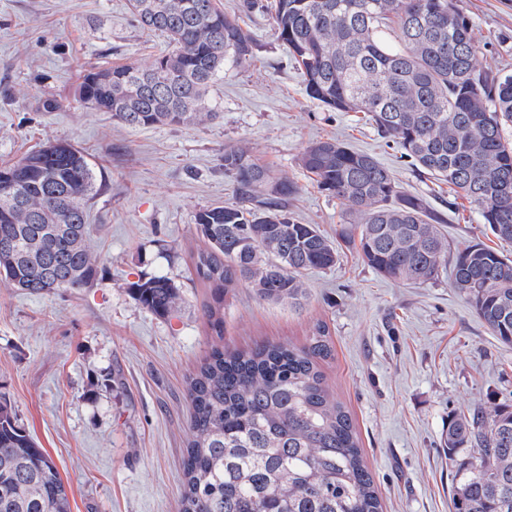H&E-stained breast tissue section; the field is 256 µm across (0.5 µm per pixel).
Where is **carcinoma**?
<instances>
[{"label": "carcinoma", "instance_id": "cac0c4a2", "mask_svg": "<svg viewBox=\"0 0 512 512\" xmlns=\"http://www.w3.org/2000/svg\"><path fill=\"white\" fill-rule=\"evenodd\" d=\"M142 27L168 37L152 64L82 72L78 100L128 127L199 126L217 117L207 91L247 62L253 38L216 0H130ZM273 36L301 69L307 96L332 112H365L421 173L481 207L512 242V74L478 63L468 17L452 0H273ZM393 28L396 45L385 41ZM299 166L359 225L364 264L394 280L425 282L448 258L440 218L401 190L374 156L336 139L310 144ZM240 202L200 209L206 248L193 258L210 289L203 314L224 335V295L245 282L261 300L297 303L304 276L331 268L339 245L286 210L296 186L242 148L224 150ZM88 155L47 142L0 166V280L30 294L92 287L88 203L98 193ZM455 287L493 335L512 344V259L476 242L458 251ZM127 290L166 318L181 299L168 278ZM329 331L301 348L214 349L187 390L190 434L181 512H383L350 414L319 362ZM453 512H512V406L476 404L448 420ZM0 512H70L64 482L0 396Z\"/></svg>", "mask_w": 512, "mask_h": 512}]
</instances>
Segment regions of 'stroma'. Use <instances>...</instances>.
Instances as JSON below:
<instances>
[{
    "mask_svg": "<svg viewBox=\"0 0 512 512\" xmlns=\"http://www.w3.org/2000/svg\"><path fill=\"white\" fill-rule=\"evenodd\" d=\"M473 25L481 65L512 71V0H453ZM252 58L208 90L219 117L188 129L130 128L75 96L83 70L150 65L168 40L133 21L129 0H0V165L54 140L88 154L101 184L89 244L102 278L93 288L32 295L0 284V393L45 448L71 512H180L189 433L187 386L212 347L307 344L329 330L325 384L348 410L383 512H452L444 437L451 417L495 401L512 405V345L502 344L454 285L385 278L342 244L336 266L305 276L298 306L258 299L247 284L224 297V334L202 315L209 290L192 257L204 246L196 212L235 202L224 150L239 146L294 182L287 210L337 239L341 207L298 165L312 142L335 138L373 155L403 190L443 216L449 254L480 241L512 257L479 208L449 201L447 185L418 173L361 112H330L275 41L269 16L242 14ZM60 101L46 112L41 102ZM180 289L169 318L128 294L141 278Z\"/></svg>",
    "mask_w": 512,
    "mask_h": 512,
    "instance_id": "1",
    "label": "stroma"
}]
</instances>
